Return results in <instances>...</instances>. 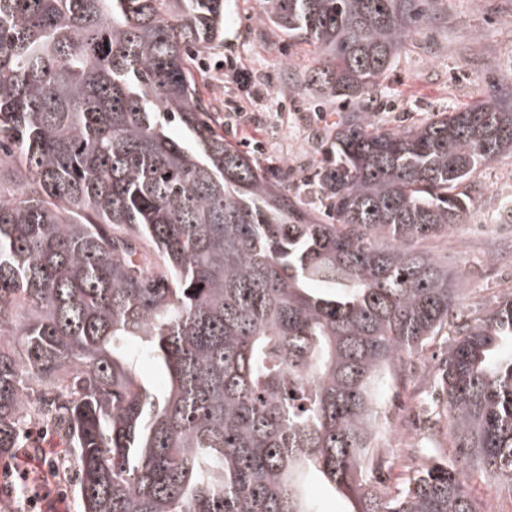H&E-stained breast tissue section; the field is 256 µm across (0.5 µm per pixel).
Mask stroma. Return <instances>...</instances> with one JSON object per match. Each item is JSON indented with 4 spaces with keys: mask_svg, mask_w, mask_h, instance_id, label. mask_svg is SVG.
Wrapping results in <instances>:
<instances>
[{
    "mask_svg": "<svg viewBox=\"0 0 512 512\" xmlns=\"http://www.w3.org/2000/svg\"><path fill=\"white\" fill-rule=\"evenodd\" d=\"M260 0H228L224 38L200 49L193 61L200 93L218 108L227 143L251 152L264 166L293 171L308 205L316 199L307 185L319 158L317 149L334 132L344 102L309 90L288 94L314 64L309 45L289 47L287 39L258 20ZM251 75L242 91L236 69ZM512 83V0H443L439 17L412 36L409 49L373 95L369 117L379 127L398 130L489 95ZM257 134L260 148L247 137ZM470 193L476 214L470 224L435 247L460 288L464 305L480 309L501 291L512 290V155L482 167ZM390 447L405 444L406 431L420 433L423 409L408 395L389 404Z\"/></svg>",
    "mask_w": 512,
    "mask_h": 512,
    "instance_id": "stroma-1",
    "label": "stroma"
}]
</instances>
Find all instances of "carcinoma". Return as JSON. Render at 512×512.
Masks as SVG:
<instances>
[{"label": "carcinoma", "mask_w": 512, "mask_h": 512, "mask_svg": "<svg viewBox=\"0 0 512 512\" xmlns=\"http://www.w3.org/2000/svg\"><path fill=\"white\" fill-rule=\"evenodd\" d=\"M227 2L0 0V458L37 448L38 391L80 512H319L309 478L348 512H489L469 487L512 496V292L466 310L416 243L469 223L463 187L512 155V89L378 128L362 103L441 0H263L317 49L305 85L353 103L312 211L201 97L191 51ZM423 371L406 460L387 401Z\"/></svg>", "instance_id": "cac0c4a2"}]
</instances>
